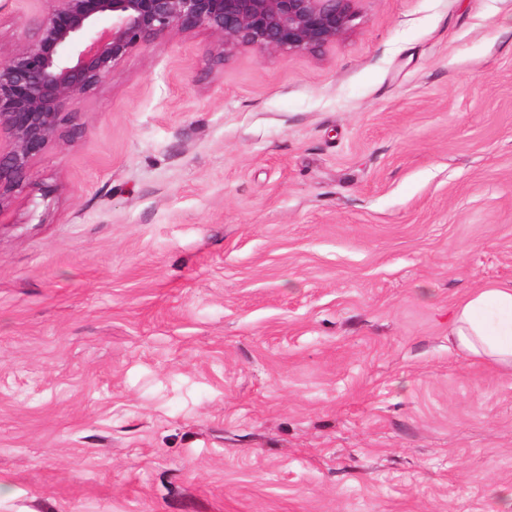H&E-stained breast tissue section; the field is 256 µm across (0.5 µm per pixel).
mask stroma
I'll list each match as a JSON object with an SVG mask.
<instances>
[{
    "instance_id": "1",
    "label": "stroma",
    "mask_w": 512,
    "mask_h": 512,
    "mask_svg": "<svg viewBox=\"0 0 512 512\" xmlns=\"http://www.w3.org/2000/svg\"><path fill=\"white\" fill-rule=\"evenodd\" d=\"M43 0H0L9 51ZM125 57L0 216V512H512V0ZM449 336L462 353L512 371V283L479 288L455 307Z\"/></svg>"
}]
</instances>
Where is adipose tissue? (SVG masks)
I'll list each match as a JSON object with an SVG mask.
<instances>
[{
	"label": "adipose tissue",
	"instance_id": "adipose-tissue-1",
	"mask_svg": "<svg viewBox=\"0 0 512 512\" xmlns=\"http://www.w3.org/2000/svg\"><path fill=\"white\" fill-rule=\"evenodd\" d=\"M462 353L512 371V283L477 289L455 307L449 330Z\"/></svg>",
	"mask_w": 512,
	"mask_h": 512
}]
</instances>
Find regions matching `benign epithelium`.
I'll use <instances>...</instances> for the list:
<instances>
[{
	"label": "benign epithelium",
	"instance_id": "1",
	"mask_svg": "<svg viewBox=\"0 0 512 512\" xmlns=\"http://www.w3.org/2000/svg\"><path fill=\"white\" fill-rule=\"evenodd\" d=\"M15 47L0 53V216L29 184L32 164L89 94L135 50L205 29L217 58L241 48L315 53L353 31L356 0H47Z\"/></svg>",
	"mask_w": 512,
	"mask_h": 512
}]
</instances>
